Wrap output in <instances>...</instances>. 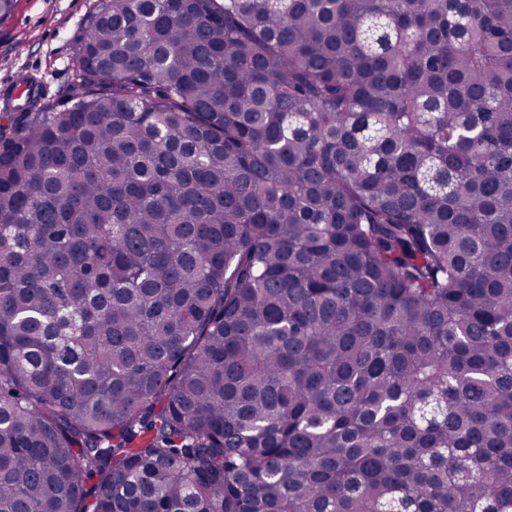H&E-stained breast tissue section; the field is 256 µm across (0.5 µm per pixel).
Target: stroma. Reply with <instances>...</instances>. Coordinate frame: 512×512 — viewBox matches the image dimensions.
<instances>
[{"mask_svg":"<svg viewBox=\"0 0 512 512\" xmlns=\"http://www.w3.org/2000/svg\"><path fill=\"white\" fill-rule=\"evenodd\" d=\"M96 0H16L0 22V90L21 72L42 77L48 99L68 91L74 78L73 44Z\"/></svg>","mask_w":512,"mask_h":512,"instance_id":"stroma-1","label":"stroma"}]
</instances>
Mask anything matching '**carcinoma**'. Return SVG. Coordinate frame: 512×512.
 <instances>
[{
  "mask_svg": "<svg viewBox=\"0 0 512 512\" xmlns=\"http://www.w3.org/2000/svg\"><path fill=\"white\" fill-rule=\"evenodd\" d=\"M74 61L0 116V512H512V0H97Z\"/></svg>",
  "mask_w": 512,
  "mask_h": 512,
  "instance_id": "1",
  "label": "carcinoma"
}]
</instances>
